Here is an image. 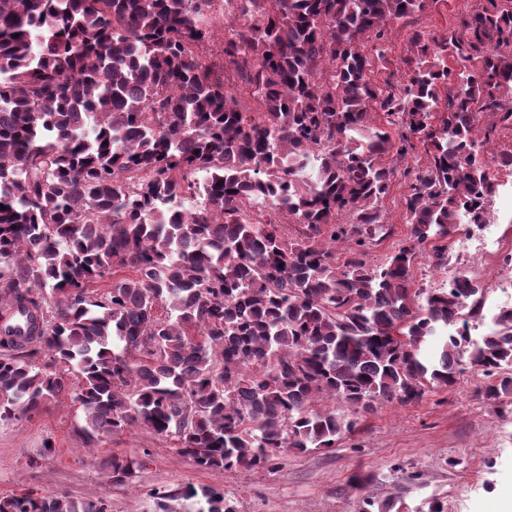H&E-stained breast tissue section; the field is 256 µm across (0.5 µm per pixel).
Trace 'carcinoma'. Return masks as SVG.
Instances as JSON below:
<instances>
[{
    "label": "carcinoma",
    "instance_id": "1",
    "mask_svg": "<svg viewBox=\"0 0 512 512\" xmlns=\"http://www.w3.org/2000/svg\"><path fill=\"white\" fill-rule=\"evenodd\" d=\"M214 2L0 0V421L67 393L88 440L142 428L201 469L260 470L466 370L497 379L488 401L512 395V308L485 336L450 335L482 321L483 283L413 276L423 256L447 269L459 208L478 225L496 193L484 145L512 130V5L486 0L439 41L413 32L384 93L371 73L391 22L425 0H234L220 66L200 51ZM415 139L429 161L401 172L408 236L375 265L388 157ZM105 466L128 483L141 462ZM182 496L235 512L222 490ZM0 512L108 506L24 491Z\"/></svg>",
    "mask_w": 512,
    "mask_h": 512
}]
</instances>
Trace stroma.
Listing matches in <instances>:
<instances>
[{
	"mask_svg": "<svg viewBox=\"0 0 512 512\" xmlns=\"http://www.w3.org/2000/svg\"><path fill=\"white\" fill-rule=\"evenodd\" d=\"M469 0H428L424 10L397 21L387 64L372 75L378 86L403 83L411 30L436 36L458 28L473 13ZM405 180L382 203L391 234L369 251L381 261L406 237ZM485 247L458 265L477 277L495 304L507 275L493 269ZM488 378L465 372L453 391L436 390L416 404L378 407L335 450L282 453L268 469H201L173 440L145 429L86 440L70 396L48 400L28 416L0 422V496L23 489L84 500L105 499L110 512H157L154 490L215 487L236 512H428L443 501L447 512H493L512 488V396L488 402ZM143 460L132 484L111 482L105 462L115 455Z\"/></svg>",
	"mask_w": 512,
	"mask_h": 512,
	"instance_id": "35a3bbf8",
	"label": "stroma"
}]
</instances>
